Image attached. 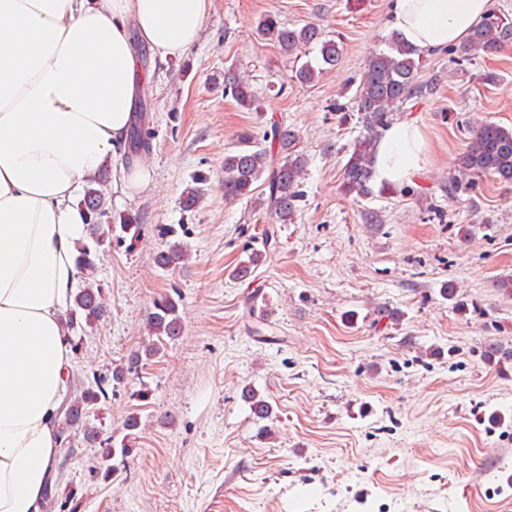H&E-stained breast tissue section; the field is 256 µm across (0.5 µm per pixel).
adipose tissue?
<instances>
[{
  "instance_id": "obj_1",
  "label": "adipose tissue",
  "mask_w": 512,
  "mask_h": 512,
  "mask_svg": "<svg viewBox=\"0 0 512 512\" xmlns=\"http://www.w3.org/2000/svg\"><path fill=\"white\" fill-rule=\"evenodd\" d=\"M493 0H393L392 26L422 53L464 39ZM211 0H0V512H45L73 351L84 182L120 155L138 89V45L159 59L198 41ZM427 163L417 124L376 146L375 181Z\"/></svg>"
}]
</instances>
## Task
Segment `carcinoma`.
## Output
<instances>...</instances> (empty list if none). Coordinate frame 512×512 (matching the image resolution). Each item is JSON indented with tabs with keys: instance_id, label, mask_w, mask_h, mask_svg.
Instances as JSON below:
<instances>
[{
	"instance_id": "carcinoma-1",
	"label": "carcinoma",
	"mask_w": 512,
	"mask_h": 512,
	"mask_svg": "<svg viewBox=\"0 0 512 512\" xmlns=\"http://www.w3.org/2000/svg\"><path fill=\"white\" fill-rule=\"evenodd\" d=\"M256 32L260 39L274 43L289 56L313 43L319 45L320 63L315 66L304 63L295 71L294 78L302 85L312 83L323 70L336 66L341 55L340 44L322 38L320 29L313 23L290 28L277 15L268 13L258 21ZM511 45L512 18L493 11L471 30L465 41L450 47V52L469 60L476 52L494 53ZM420 67L416 50L404 44L395 33L388 39L387 49L368 59L355 98L363 132L355 140L343 167L341 187L345 194L362 199L374 195L371 180L376 144L395 120V111L411 98L437 91L439 79L419 80ZM224 96L249 111L262 110V101L250 83L230 68L224 71ZM146 149L147 142L140 125L136 124L130 132L128 153L138 155ZM306 165L307 158L300 147L298 134L285 122H275L260 137L241 136L224 155V197L233 200L250 198L261 185L267 211L277 223H291L305 198ZM455 171L456 175L448 185L451 194L468 189L473 179L482 176L512 181V128L489 123L473 131L466 149L456 161ZM107 181L105 172L89 180L90 187L81 200V208L89 215V223L87 243L81 247L77 258L82 287L75 295L67 318L70 327L85 325L91 328L109 316L110 305L98 280L106 242L115 238L121 244L128 243L131 249L142 236V225L136 215L128 213L118 224L102 223V217L108 214L102 189ZM160 233L167 241L157 254V263L164 268H176L186 262L188 254L180 242L170 241L178 234L177 229L163 227ZM275 233L272 227L262 230L263 249L252 250L247 260L239 262L231 271L233 278L245 281L256 277L258 267L276 248ZM180 305L182 294L174 287L172 292L153 302L147 319L148 342L127 363L112 367L109 374L95 373L86 381L79 378L72 381L73 392L61 407L60 436L65 452L46 487L47 507L53 508L58 503L63 494L65 469L82 447L98 449V473L103 479L110 480L125 469L126 460L134 451L136 430L141 425L138 416L126 419L125 434L119 441L115 436L105 434L92 418L98 416L102 406L117 388L128 383L130 377L142 379V369L161 354L165 340H174L182 334L184 320ZM244 398L255 418L266 420L270 417L271 405L259 392L250 387Z\"/></svg>"
}]
</instances>
